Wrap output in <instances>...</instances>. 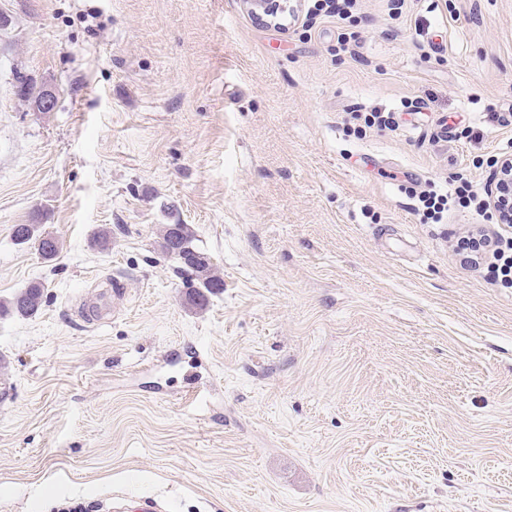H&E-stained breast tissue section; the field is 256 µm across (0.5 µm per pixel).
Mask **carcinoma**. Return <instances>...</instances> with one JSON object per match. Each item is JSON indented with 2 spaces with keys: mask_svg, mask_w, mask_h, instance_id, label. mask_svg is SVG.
<instances>
[{
  "mask_svg": "<svg viewBox=\"0 0 512 512\" xmlns=\"http://www.w3.org/2000/svg\"><path fill=\"white\" fill-rule=\"evenodd\" d=\"M12 237L16 244L34 249L46 262L54 261L61 252L59 239L44 230L41 224H16ZM159 246L166 256L181 265L191 281L197 283L188 295V305L196 311L205 310L209 296L224 290V280L211 257H206L204 262L196 259L201 249L194 244V236L185 224L162 225ZM43 302L44 285L40 281H32L10 299L0 301V316L30 318L38 314Z\"/></svg>",
  "mask_w": 512,
  "mask_h": 512,
  "instance_id": "carcinoma-1",
  "label": "carcinoma"
}]
</instances>
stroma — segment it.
<instances>
[{
	"instance_id": "obj_1",
	"label": "stroma",
	"mask_w": 512,
	"mask_h": 512,
	"mask_svg": "<svg viewBox=\"0 0 512 512\" xmlns=\"http://www.w3.org/2000/svg\"><path fill=\"white\" fill-rule=\"evenodd\" d=\"M291 3L0 0V300L45 286L0 317V512H512V288L456 248L512 227L417 200L512 154V0ZM250 10L262 21L275 22L288 14V0H247ZM338 0H311V5L308 9V14H323L326 17H336L338 16L341 19L349 18L350 16L344 17L348 15L351 6V2L346 1H355V0H344L342 6L337 4ZM17 245L33 248L47 262L54 261L61 252L59 239L43 229L42 224H17L12 231ZM158 233L162 252L181 265L193 284L197 282L188 295V305L196 311L205 310L209 296L224 290V280L210 256L194 244L195 238L186 224H163ZM195 253L205 254L206 261L196 259ZM44 288L42 282L32 281L10 299L0 301V316H36L44 302Z\"/></svg>"
}]
</instances>
